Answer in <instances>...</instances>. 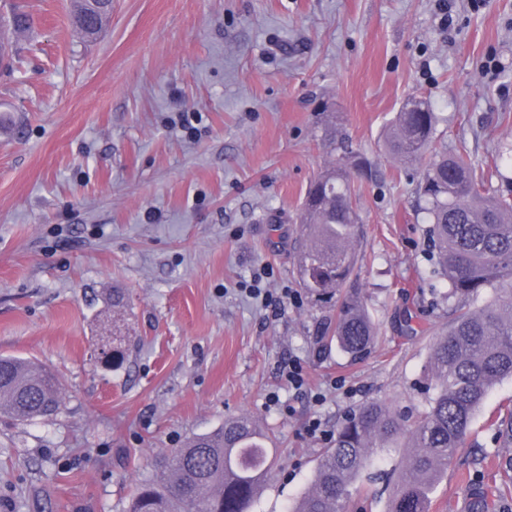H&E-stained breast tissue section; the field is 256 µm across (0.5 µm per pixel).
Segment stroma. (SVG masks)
<instances>
[{
    "instance_id": "obj_1",
    "label": "stroma",
    "mask_w": 512,
    "mask_h": 512,
    "mask_svg": "<svg viewBox=\"0 0 512 512\" xmlns=\"http://www.w3.org/2000/svg\"><path fill=\"white\" fill-rule=\"evenodd\" d=\"M471 2L112 0L88 39L71 0H0L31 18L0 66V354L45 365L62 398L45 419L0 414V512H125L153 459L242 414L278 450L252 512H285L347 413L421 405L448 281L429 259L420 169L381 137L419 95L488 187L512 172L496 157L512 143V0ZM351 154L374 171L352 248L378 336L357 360L318 347L337 308L294 268L309 183ZM116 331L118 367L99 354ZM510 407L505 378L430 512L512 488Z\"/></svg>"
}]
</instances>
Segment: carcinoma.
I'll return each instance as SVG.
<instances>
[{
    "instance_id": "cac0c4a2",
    "label": "carcinoma",
    "mask_w": 512,
    "mask_h": 512,
    "mask_svg": "<svg viewBox=\"0 0 512 512\" xmlns=\"http://www.w3.org/2000/svg\"><path fill=\"white\" fill-rule=\"evenodd\" d=\"M107 12L100 0H77L75 23L83 36L95 37ZM29 23L28 14L17 9L0 21V30ZM437 124L428 102L413 96L402 103L385 136L389 155L404 164L425 162L418 192L454 315L430 349L424 402L407 411L372 402L349 413L323 449L310 487L289 512H349L354 497H376L373 485L379 481L391 486L388 512H429L431 495L487 392L512 378V199L489 191L464 155L445 146L428 154ZM367 175V160L351 156L311 182L301 209L305 243L296 257L298 277L310 293L327 303L343 295L336 317L320 323L317 343L334 342L353 360L370 350L376 336L361 289L353 283L356 257L349 248L361 223L354 183ZM486 290L494 299L470 308ZM60 405L49 370L0 355V412L24 422L48 417ZM405 432L414 448L408 459L387 473L369 472L373 456ZM270 443L251 417L226 419L219 429L196 434L156 460V475L136 487L126 512H251L272 477L277 449Z\"/></svg>"
}]
</instances>
